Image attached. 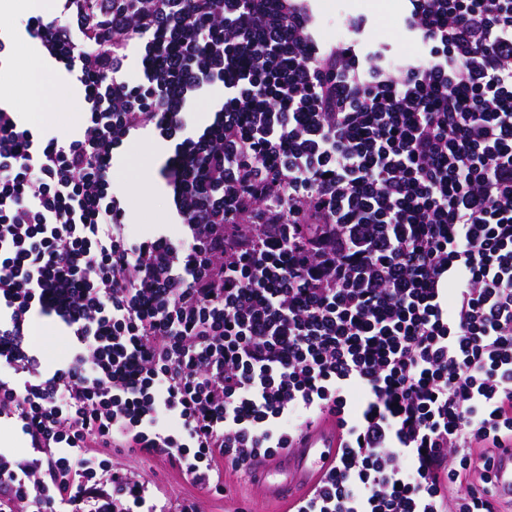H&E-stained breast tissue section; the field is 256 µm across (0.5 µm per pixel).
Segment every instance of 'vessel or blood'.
<instances>
[{
    "mask_svg": "<svg viewBox=\"0 0 512 512\" xmlns=\"http://www.w3.org/2000/svg\"><path fill=\"white\" fill-rule=\"evenodd\" d=\"M341 443L342 431L336 419L323 417L317 426L298 435L292 448L280 456L255 460L251 477L268 499L290 503L320 483Z\"/></svg>",
    "mask_w": 512,
    "mask_h": 512,
    "instance_id": "b4317fda",
    "label": "vessel or blood"
}]
</instances>
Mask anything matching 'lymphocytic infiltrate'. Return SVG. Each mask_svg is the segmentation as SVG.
I'll return each instance as SVG.
<instances>
[{
  "label": "lymphocytic infiltrate",
  "mask_w": 512,
  "mask_h": 512,
  "mask_svg": "<svg viewBox=\"0 0 512 512\" xmlns=\"http://www.w3.org/2000/svg\"><path fill=\"white\" fill-rule=\"evenodd\" d=\"M345 26L320 39L312 0H54L0 34V68L27 41L84 103L60 131L0 96V418L30 449H0V512H164L113 451L219 493L326 412L343 446L292 512H500L512 0H404L411 58ZM142 141L180 239L126 231L112 173ZM47 319L49 324H46L48 330V336L33 335L35 341L38 343L44 357L49 361H61L64 360L68 355V339L66 336L61 335L57 330L53 322L48 318H40L37 323ZM36 323V324H37ZM38 325V324H37Z\"/></svg>",
  "instance_id": "obj_1"
}]
</instances>
